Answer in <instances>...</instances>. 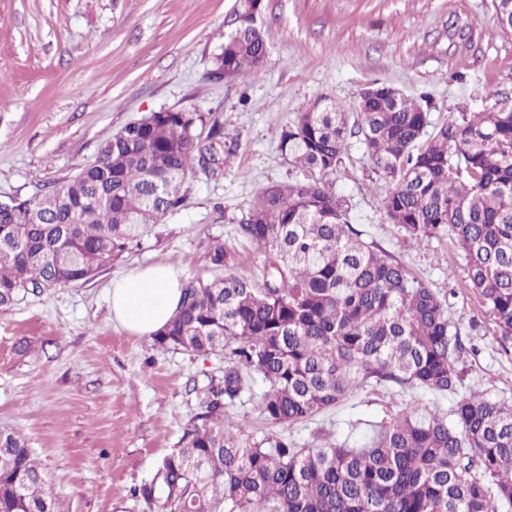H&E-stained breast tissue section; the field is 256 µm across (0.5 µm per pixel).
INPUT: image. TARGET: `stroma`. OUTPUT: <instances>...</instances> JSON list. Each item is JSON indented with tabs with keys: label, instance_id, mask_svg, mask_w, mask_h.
Wrapping results in <instances>:
<instances>
[{
	"label": "stroma",
	"instance_id": "obj_1",
	"mask_svg": "<svg viewBox=\"0 0 512 512\" xmlns=\"http://www.w3.org/2000/svg\"><path fill=\"white\" fill-rule=\"evenodd\" d=\"M239 0H0V201L66 183L129 122L165 110L203 114L194 133L223 128L238 148L218 175L187 174L183 203L148 225L141 244L87 282L26 291L0 309V431L21 433L69 512H146L133 486L180 446L202 411L203 389L224 359L152 349L116 328L112 279L162 263L182 281L222 276L209 241L259 274L266 251L235 233L272 182L305 178L279 151L283 127L320 96L355 111L361 91L388 84L426 97L432 124L492 105L512 107V35L495 0H262L268 45L258 77L209 79ZM331 180L355 228L447 299L473 352L469 381L512 402V353L466 279L451 240L412 248L386 220L381 178L352 140ZM399 397L362 389L337 409L293 426L267 423L256 399L232 411L255 437L313 442L323 428L345 438L360 420L394 415Z\"/></svg>",
	"mask_w": 512,
	"mask_h": 512
}]
</instances>
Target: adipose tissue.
Here are the masks:
<instances>
[{
	"mask_svg": "<svg viewBox=\"0 0 512 512\" xmlns=\"http://www.w3.org/2000/svg\"><path fill=\"white\" fill-rule=\"evenodd\" d=\"M182 284L172 267H149L113 281L109 290L112 319L136 336L161 330L178 307Z\"/></svg>",
	"mask_w": 512,
	"mask_h": 512,
	"instance_id": "1",
	"label": "adipose tissue"
}]
</instances>
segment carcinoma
Segmentation results:
<instances>
[{"label":"carcinoma","mask_w":512,"mask_h":512,"mask_svg":"<svg viewBox=\"0 0 512 512\" xmlns=\"http://www.w3.org/2000/svg\"><path fill=\"white\" fill-rule=\"evenodd\" d=\"M241 0L236 28L214 57V78L260 73L268 52ZM512 33V0H497ZM376 83L356 118L327 97L295 113L281 155L309 173L273 182L235 232L268 252L264 280L210 246L224 277L191 280L174 317L151 337L159 349L224 356L204 389V410L152 480L132 490L149 512H512V405L466 383V347L446 300L388 251L363 239L328 176L353 136L382 178L381 205L404 241L450 237L467 281L502 341L512 339V112H463L427 133L429 113ZM192 112H151L128 123L96 161L65 184L0 207V309L22 291L86 282L123 258L143 230L182 202L196 167L216 173L235 143L216 130L224 157L197 141ZM427 141H422L423 136ZM266 384L259 409L273 425L309 421L354 391L391 385L455 396L444 413L411 398L367 424L360 438L302 448L257 439L226 414ZM0 512H65L24 436L0 432Z\"/></svg>","instance_id":"obj_1"}]
</instances>
